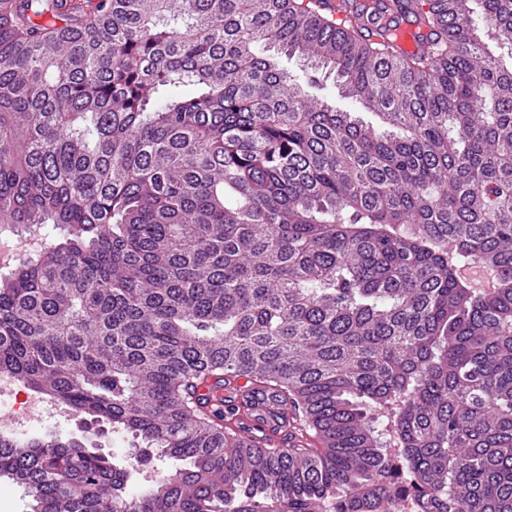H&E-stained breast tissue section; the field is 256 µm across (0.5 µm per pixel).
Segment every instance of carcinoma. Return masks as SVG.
Returning <instances> with one entry per match:
<instances>
[{
	"instance_id": "carcinoma-1",
	"label": "carcinoma",
	"mask_w": 512,
	"mask_h": 512,
	"mask_svg": "<svg viewBox=\"0 0 512 512\" xmlns=\"http://www.w3.org/2000/svg\"><path fill=\"white\" fill-rule=\"evenodd\" d=\"M408 1L413 55L317 0H0V224L61 230L0 373L170 461L0 437L30 512H390L395 461L417 512H512V0ZM280 408L270 396L256 393L251 396V405L242 407L237 417L247 433L259 432L267 440L281 442L287 429L280 427L282 422L275 416Z\"/></svg>"
}]
</instances>
